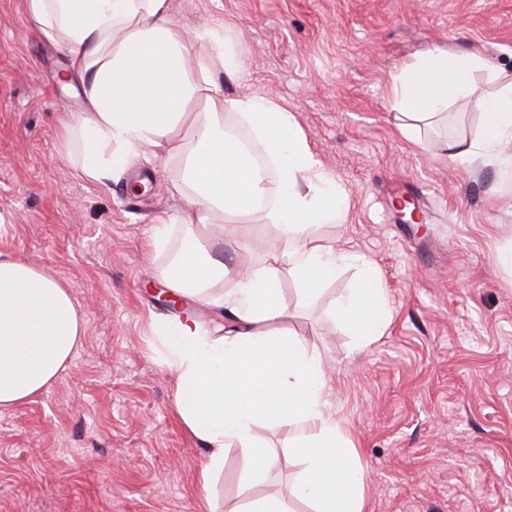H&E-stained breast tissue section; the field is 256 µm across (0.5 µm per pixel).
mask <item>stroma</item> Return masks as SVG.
I'll use <instances>...</instances> for the list:
<instances>
[{
	"label": "stroma",
	"instance_id": "1",
	"mask_svg": "<svg viewBox=\"0 0 512 512\" xmlns=\"http://www.w3.org/2000/svg\"><path fill=\"white\" fill-rule=\"evenodd\" d=\"M188 33L191 82L225 98L276 93L321 164L351 191L342 224L316 242L364 255L392 312L368 347L331 316L354 288L344 269L312 305L283 276L282 323L323 354L328 411L367 473L366 512H512V171L467 165L448 143L475 138L480 112L458 102L415 138L400 131L394 79L424 53L482 50L512 75V0H170ZM232 36L241 67L211 60L205 32ZM84 107L65 52L36 34L24 0H0V253L46 269L79 305L84 336L66 369L31 401L0 410V512H201L208 451L179 420L155 324L163 272L186 236L172 224L191 195L180 156L144 147L97 182L61 133ZM286 241L262 215L226 240L232 263L277 267ZM270 450L255 471L238 444L214 478L215 512L269 494L290 512L303 465L286 429L254 428Z\"/></svg>",
	"mask_w": 512,
	"mask_h": 512
}]
</instances>
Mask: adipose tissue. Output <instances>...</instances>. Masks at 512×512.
<instances>
[{"mask_svg": "<svg viewBox=\"0 0 512 512\" xmlns=\"http://www.w3.org/2000/svg\"><path fill=\"white\" fill-rule=\"evenodd\" d=\"M168 10V0H25L32 26L67 51L82 86L84 111L63 118L61 127L66 139L80 143L83 173L108 179L144 145L185 155L192 200L179 222L189 235L167 265L164 284L178 300L229 286L214 300L223 331L207 329L190 313L155 326L176 381V412L209 450L200 487L209 491L230 441L248 451L255 470H264L269 450L255 442L253 429L267 420L287 427L288 452L305 464L297 495L314 502L316 512H364L366 473L340 423L326 411L324 357L281 324V274L293 278L308 305L342 268L354 265L357 284L338 302L334 318L362 345L389 325L377 267L358 253L305 236L313 224L345 223L350 193L321 165L275 93L228 100L214 84L202 88L189 81L187 38ZM487 68L480 52L439 48L405 67L390 92L394 109L408 120L404 134L434 120L449 102L470 101L482 115L481 129L452 159L512 164L505 153L512 146V80L500 79L493 92L477 94L474 76ZM201 93L211 110L195 125L192 148L184 150L172 135ZM228 109L250 122L259 148L274 162L277 194L269 211L261 209L267 186L252 152L224 131ZM261 211L296 245L282 254L278 269L231 268L194 233L202 226L217 240L234 237L244 231L241 217ZM217 212L225 214L224 223H212ZM83 335L82 314L65 285L21 258L0 254V409L46 391Z\"/></svg>", "mask_w": 512, "mask_h": 512, "instance_id": "obj_1", "label": "adipose tissue"}]
</instances>
